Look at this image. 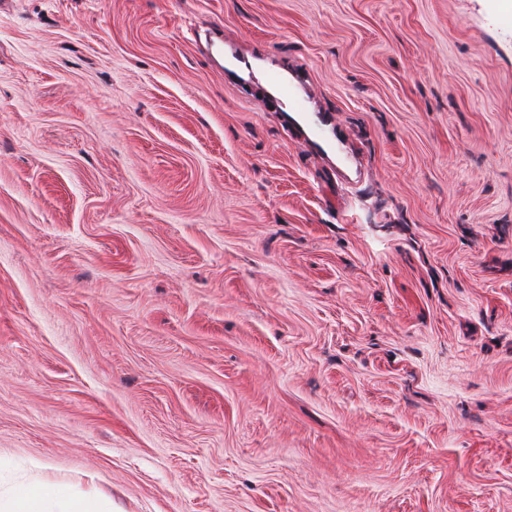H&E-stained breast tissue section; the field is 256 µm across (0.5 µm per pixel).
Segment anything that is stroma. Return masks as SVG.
Here are the masks:
<instances>
[{
	"instance_id": "stroma-1",
	"label": "stroma",
	"mask_w": 512,
	"mask_h": 512,
	"mask_svg": "<svg viewBox=\"0 0 512 512\" xmlns=\"http://www.w3.org/2000/svg\"><path fill=\"white\" fill-rule=\"evenodd\" d=\"M498 4L0 0V486L512 512Z\"/></svg>"
}]
</instances>
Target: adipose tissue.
Instances as JSON below:
<instances>
[{"instance_id":"adipose-tissue-1","label":"adipose tissue","mask_w":512,"mask_h":512,"mask_svg":"<svg viewBox=\"0 0 512 512\" xmlns=\"http://www.w3.org/2000/svg\"><path fill=\"white\" fill-rule=\"evenodd\" d=\"M0 512H112L110 501L93 492L53 484L20 485L0 493Z\"/></svg>"}]
</instances>
